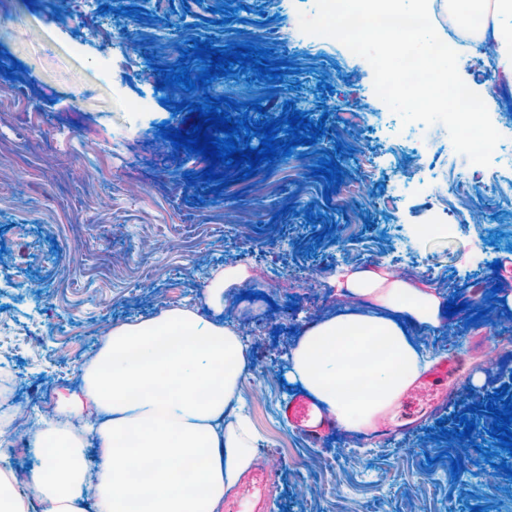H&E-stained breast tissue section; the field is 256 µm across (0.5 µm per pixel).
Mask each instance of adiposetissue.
<instances>
[{
    "label": "adipose tissue",
    "instance_id": "obj_1",
    "mask_svg": "<svg viewBox=\"0 0 512 512\" xmlns=\"http://www.w3.org/2000/svg\"><path fill=\"white\" fill-rule=\"evenodd\" d=\"M346 288L349 305L304 329L288 380L340 429L361 433L394 413L424 368L408 322L439 332L446 319L441 298L403 281L385 288L364 270ZM249 363L241 336L189 308L114 326L83 368L80 390L58 396L61 411L86 416L83 436L43 422L29 444L46 454L20 478L0 428V492H9L11 512H221L226 490L256 457L237 390ZM21 484L37 498L24 499Z\"/></svg>",
    "mask_w": 512,
    "mask_h": 512
}]
</instances>
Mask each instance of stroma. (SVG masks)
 <instances>
[{"label": "stroma", "mask_w": 512, "mask_h": 512, "mask_svg": "<svg viewBox=\"0 0 512 512\" xmlns=\"http://www.w3.org/2000/svg\"><path fill=\"white\" fill-rule=\"evenodd\" d=\"M126 2L142 6L143 16L101 17L84 0H69L58 16L46 0L31 7L0 0V52L23 65L14 79L0 71V317L8 321L0 329V383L13 404L41 418L56 408L59 391L78 389L91 345L106 329L189 307L221 318L247 344L251 364L238 389L257 453L281 462L279 496L243 512H512V453L489 436L492 417L474 416L488 457L409 425L423 415L457 428L467 408L512 382V346L487 342L479 323H470L462 354L467 384L450 386L445 410L400 399L394 422L405 430L396 440L311 446L281 413L288 358L280 345L347 304L354 271L494 308L512 328L505 303L512 268H492L512 254V226L499 219L512 211V94L488 90L484 55L436 4L434 28L467 56L460 77L485 92L501 135L490 165L476 171L443 123H402L376 95L365 58L337 51L327 36L300 40L298 12L312 0ZM220 6L233 9L240 30L208 23L210 8ZM176 32L217 47L247 41L292 62L291 84L271 86L249 70L207 91L259 99L276 112L293 102L324 120V135L221 191L189 184L186 173H201L206 160L174 149L159 132L174 116L161 102L155 68L169 65ZM140 97L151 110H128ZM339 146L346 156L337 157ZM322 157L338 158L345 173L328 197L325 177L312 175ZM253 200L267 216L245 236L240 227L253 222ZM491 210L496 220H488ZM435 214L447 218L448 234L416 235ZM228 268L240 276L223 289L218 313L205 286ZM264 280L270 301L243 312L240 295ZM288 303L292 311L282 313ZM477 374L484 377L478 388L470 382Z\"/></svg>", "instance_id": "stroma-1"}]
</instances>
